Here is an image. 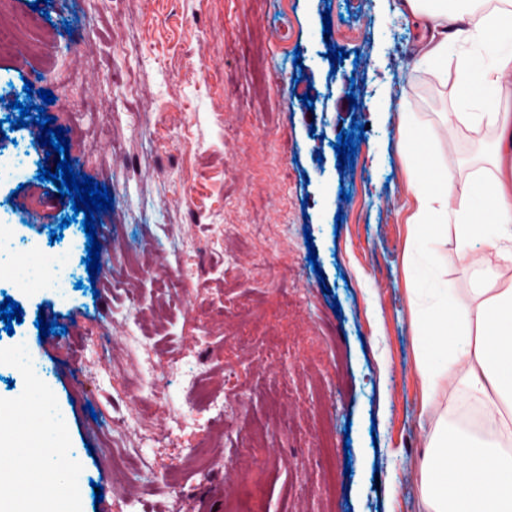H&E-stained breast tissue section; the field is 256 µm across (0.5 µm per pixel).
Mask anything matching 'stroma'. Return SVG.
<instances>
[{
	"label": "stroma",
	"mask_w": 512,
	"mask_h": 512,
	"mask_svg": "<svg viewBox=\"0 0 512 512\" xmlns=\"http://www.w3.org/2000/svg\"><path fill=\"white\" fill-rule=\"evenodd\" d=\"M6 2L41 34L23 64L0 46V120L41 103L25 83L65 93L46 113L114 199L91 276L81 220L37 178L57 162L39 126L0 137L11 250L70 257L66 296L0 282L23 310L0 353L23 342L67 415L74 512H425L398 125L451 105L455 83L411 71L421 33L400 0ZM443 146L493 159L474 129ZM40 315L66 333L40 337Z\"/></svg>",
	"instance_id": "stroma-1"
}]
</instances>
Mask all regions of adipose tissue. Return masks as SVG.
I'll return each instance as SVG.
<instances>
[{
    "mask_svg": "<svg viewBox=\"0 0 512 512\" xmlns=\"http://www.w3.org/2000/svg\"><path fill=\"white\" fill-rule=\"evenodd\" d=\"M426 31L411 68L455 73L451 111L400 115L414 210L404 284L422 384L418 465L425 512H512V173L462 174L442 134L483 130L503 147L512 111L501 78L512 69V0H403ZM489 253L448 267L449 251Z\"/></svg>",
    "mask_w": 512,
    "mask_h": 512,
    "instance_id": "ef3b65f1",
    "label": "adipose tissue"
}]
</instances>
